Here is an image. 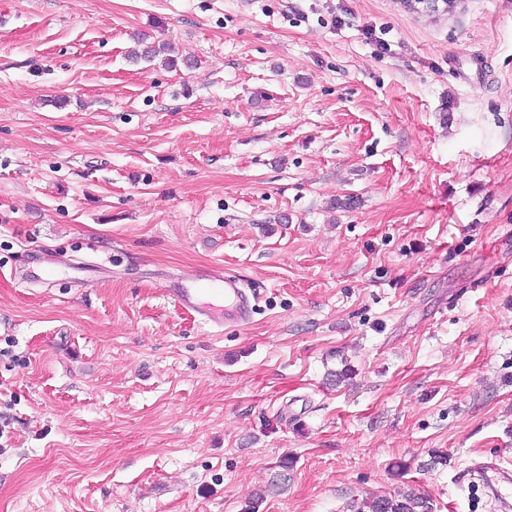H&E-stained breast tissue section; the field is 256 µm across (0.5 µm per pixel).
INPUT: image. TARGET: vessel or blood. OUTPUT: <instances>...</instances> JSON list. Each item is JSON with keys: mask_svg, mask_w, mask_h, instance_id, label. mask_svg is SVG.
<instances>
[{"mask_svg": "<svg viewBox=\"0 0 512 512\" xmlns=\"http://www.w3.org/2000/svg\"><path fill=\"white\" fill-rule=\"evenodd\" d=\"M169 293L178 304L197 313L201 323L213 328L247 323L253 310L243 281L219 267L204 270L195 280L170 288Z\"/></svg>", "mask_w": 512, "mask_h": 512, "instance_id": "obj_1", "label": "vessel or blood"}]
</instances>
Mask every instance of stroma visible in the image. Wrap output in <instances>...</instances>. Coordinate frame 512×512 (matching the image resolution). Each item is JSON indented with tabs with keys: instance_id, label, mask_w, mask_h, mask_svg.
Instances as JSON below:
<instances>
[{
	"instance_id": "35a3bbf8",
	"label": "stroma",
	"mask_w": 512,
	"mask_h": 512,
	"mask_svg": "<svg viewBox=\"0 0 512 512\" xmlns=\"http://www.w3.org/2000/svg\"><path fill=\"white\" fill-rule=\"evenodd\" d=\"M491 460L512 0H0V512H512ZM164 291L178 304L197 313L201 323L213 328H221L224 323L245 324L253 310L244 282L235 275L224 273L221 267L208 268L195 280L164 288ZM213 296H220L222 302H214ZM355 512H432V506L424 496L409 491L365 500Z\"/></svg>"
}]
</instances>
